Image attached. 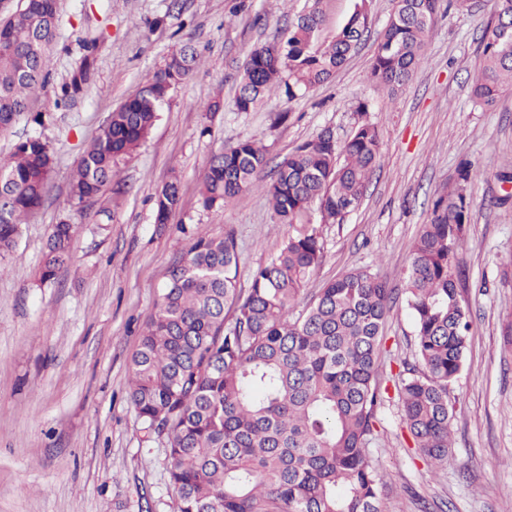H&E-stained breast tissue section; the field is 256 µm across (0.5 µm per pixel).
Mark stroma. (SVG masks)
Masks as SVG:
<instances>
[{"label": "stroma", "instance_id": "1", "mask_svg": "<svg viewBox=\"0 0 512 512\" xmlns=\"http://www.w3.org/2000/svg\"><path fill=\"white\" fill-rule=\"evenodd\" d=\"M51 51L53 84L68 80L96 40L92 77L74 105H54L51 87L30 94V111L0 133V158L31 136L54 155L44 206L22 225L13 250L0 256V512H174L166 442L144 441L128 399L130 360L175 261L198 236L233 232L238 284L288 236L316 229L324 258L297 306L326 283L364 268L402 289L403 273L433 200L461 164L477 173L468 185L470 222L457 282L472 329L464 366L449 386L454 407L451 461L434 469L418 457L397 399L378 410L372 457L382 476L385 512H512V200L499 172L512 171V94L474 104L480 37L494 0L472 12L440 4L425 54L410 82L389 94L369 75L393 0H372L369 31L327 81L295 96L276 91L252 112L235 107L237 77L249 52L271 42L308 0H57ZM192 44L202 65L173 94L149 138L120 165L111 185L75 219L67 198L76 163L113 110ZM218 111H207L211 101ZM367 111H359V103ZM287 121H279L280 112ZM44 113L43 124L31 115ZM383 132L380 165L366 196L345 223H321L309 210L283 224L265 193L220 209L200 201L210 158L255 138L270 162L261 175L322 130L338 140L358 123ZM180 201L166 225L154 222V199L171 176ZM76 223L71 260L44 283L40 268L54 224ZM413 319L396 299L386 319L378 378L413 360Z\"/></svg>", "mask_w": 512, "mask_h": 512}]
</instances>
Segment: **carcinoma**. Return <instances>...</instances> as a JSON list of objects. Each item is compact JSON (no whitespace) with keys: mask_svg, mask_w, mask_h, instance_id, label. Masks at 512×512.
<instances>
[{"mask_svg":"<svg viewBox=\"0 0 512 512\" xmlns=\"http://www.w3.org/2000/svg\"><path fill=\"white\" fill-rule=\"evenodd\" d=\"M319 0L273 42L248 54L237 110L251 112L283 83L288 97L327 81L369 29L360 0L332 40L319 39ZM439 0H402L393 10L370 72L390 93L425 61ZM58 27L57 0H23L0 21V131L27 111L29 93L48 86ZM480 72L471 98L492 108L512 87V0H495L483 30ZM201 62L190 46L127 97L77 161L70 207L79 216L103 193L118 165L147 140L159 113ZM81 70L53 88L58 106L82 91ZM382 130L363 123L338 142L329 131L303 142L264 185L283 224L316 203L324 224H341L363 199L379 165ZM266 149L245 139L213 156L201 187L207 209L237 201L257 187ZM53 153L31 137L0 162V254L12 251L20 226L49 194ZM466 165L432 206L404 273V299L414 321L418 364L392 377L403 421L418 453L448 466L453 410L448 386L463 367L470 315L459 299L460 249L470 222ZM178 179L155 199V223L179 203ZM75 225H53L40 272L43 283L71 259ZM314 231L290 236L238 288L239 253L231 233L198 237L172 267L154 314L131 358L129 399L149 438L167 440L175 512H383L381 477L370 445L376 413L388 395L377 380L383 327L394 289L366 269L326 283L305 309L295 304L321 265Z\"/></svg>","mask_w":512,"mask_h":512,"instance_id":"carcinoma-1","label":"carcinoma"}]
</instances>
